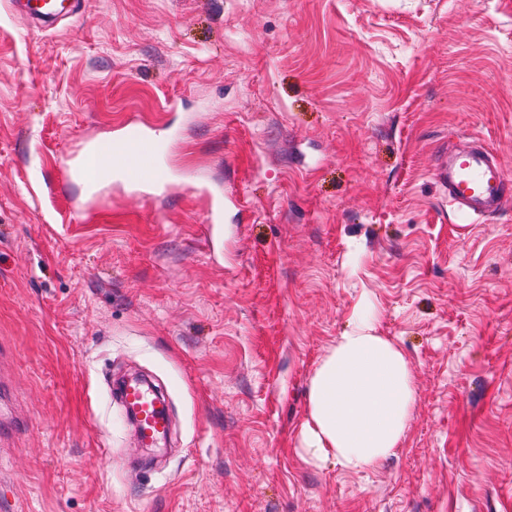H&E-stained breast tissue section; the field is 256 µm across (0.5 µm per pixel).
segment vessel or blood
Returning a JSON list of instances; mask_svg holds the SVG:
<instances>
[{"label": "vessel or blood", "instance_id": "vessel-or-blood-1", "mask_svg": "<svg viewBox=\"0 0 512 512\" xmlns=\"http://www.w3.org/2000/svg\"><path fill=\"white\" fill-rule=\"evenodd\" d=\"M9 4L14 14L40 24L69 19L79 12V0H9ZM158 154L151 131L130 122L111 143L78 149L72 164L65 167L63 182L83 186L94 202L101 199V187L109 181L134 192L161 191L168 188L169 181ZM434 177L449 208L477 220L494 217L512 201V177L506 174L502 160L474 139H462L439 151ZM202 196L206 221L215 235L224 232L226 212L240 215L246 211L236 192L206 188ZM118 394L124 407L136 411L142 438L167 430L168 421L152 394L126 386L119 388Z\"/></svg>", "mask_w": 512, "mask_h": 512}]
</instances>
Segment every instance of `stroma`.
Segmentation results:
<instances>
[{"mask_svg":"<svg viewBox=\"0 0 512 512\" xmlns=\"http://www.w3.org/2000/svg\"><path fill=\"white\" fill-rule=\"evenodd\" d=\"M161 198L61 189L129 121ZM512 175V0H0V512H512V203L454 218L438 150ZM249 218L215 238L194 183ZM417 394L373 471L307 464L309 379L364 305ZM151 374L138 472L106 374ZM15 15L46 24L70 19L79 12V0H10Z\"/></svg>","mask_w":512,"mask_h":512,"instance_id":"35a3bbf8","label":"stroma"}]
</instances>
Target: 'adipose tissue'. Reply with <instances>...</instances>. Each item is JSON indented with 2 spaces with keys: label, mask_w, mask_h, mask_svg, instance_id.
<instances>
[{
  "label": "adipose tissue",
  "mask_w": 512,
  "mask_h": 512,
  "mask_svg": "<svg viewBox=\"0 0 512 512\" xmlns=\"http://www.w3.org/2000/svg\"><path fill=\"white\" fill-rule=\"evenodd\" d=\"M415 399L407 356L379 333L375 309L362 307L309 379L304 460L349 471L378 467L400 447Z\"/></svg>",
  "instance_id": "ef3b65f1"
}]
</instances>
